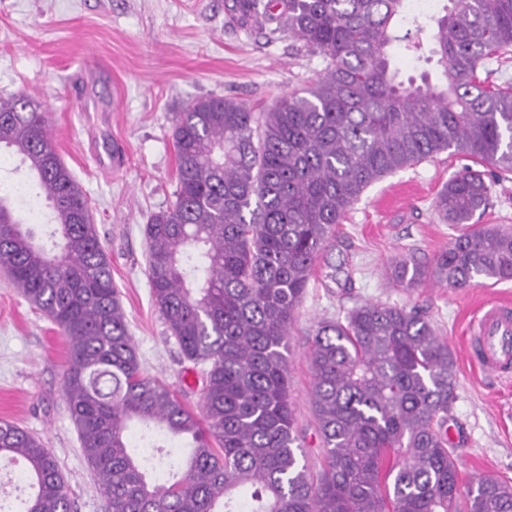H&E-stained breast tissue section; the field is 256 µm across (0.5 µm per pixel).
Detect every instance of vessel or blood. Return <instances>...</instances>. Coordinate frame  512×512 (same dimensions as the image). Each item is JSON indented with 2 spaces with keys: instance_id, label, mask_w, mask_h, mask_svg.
Masks as SVG:
<instances>
[{
  "instance_id": "b4317fda",
  "label": "vessel or blood",
  "mask_w": 512,
  "mask_h": 512,
  "mask_svg": "<svg viewBox=\"0 0 512 512\" xmlns=\"http://www.w3.org/2000/svg\"><path fill=\"white\" fill-rule=\"evenodd\" d=\"M472 364L495 377L512 373V304L489 303L468 330L465 344Z\"/></svg>"
}]
</instances>
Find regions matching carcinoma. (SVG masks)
<instances>
[{
    "mask_svg": "<svg viewBox=\"0 0 512 512\" xmlns=\"http://www.w3.org/2000/svg\"><path fill=\"white\" fill-rule=\"evenodd\" d=\"M237 0L268 36L327 62L311 87L255 109L199 99L173 138L177 186L145 224L151 299L186 359L205 366L200 410L143 368L84 195L26 92L0 97V153L19 157L53 214V249L0 194V270L67 338L63 394L106 512H512V484H459L448 414L456 361L418 307L365 303L325 319L308 354L325 465L313 476L295 428L288 338L315 261L374 182L442 151L479 165L439 192L460 228L430 262L395 258L388 276L464 288L512 280V231L474 227L490 204L485 167L512 173V83L481 76L512 53V0ZM430 30L407 42L401 22ZM436 59L441 79L403 83L391 48ZM131 421L150 433L145 456ZM25 463L22 512H74L57 460L0 421V461Z\"/></svg>",
    "mask_w": 512,
    "mask_h": 512,
    "instance_id": "obj_1",
    "label": "carcinoma"
}]
</instances>
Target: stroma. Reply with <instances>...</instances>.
Instances as JSON below:
<instances>
[{"label": "stroma", "mask_w": 512, "mask_h": 512, "mask_svg": "<svg viewBox=\"0 0 512 512\" xmlns=\"http://www.w3.org/2000/svg\"><path fill=\"white\" fill-rule=\"evenodd\" d=\"M234 2L0 0V96L24 91L49 112L54 147L88 202L140 360L194 410L200 371L153 305L145 275L147 218L171 202L177 185L175 119L207 97L268 105L311 86L326 66L302 42L232 22ZM470 164L445 151L370 185L317 259L288 352L295 427L311 472L324 455L309 399L315 330L382 301L423 308L455 356L449 424L463 480L493 474L512 482V381L474 370L462 346L481 306L512 300V280L479 279L463 290L426 281L404 290L386 276L402 254L427 262L448 249L454 231L435 201ZM494 181L488 208L473 221L512 228V173ZM66 367L55 325L0 273V419L51 448L74 512H105L63 394Z\"/></svg>", "instance_id": "1"}]
</instances>
